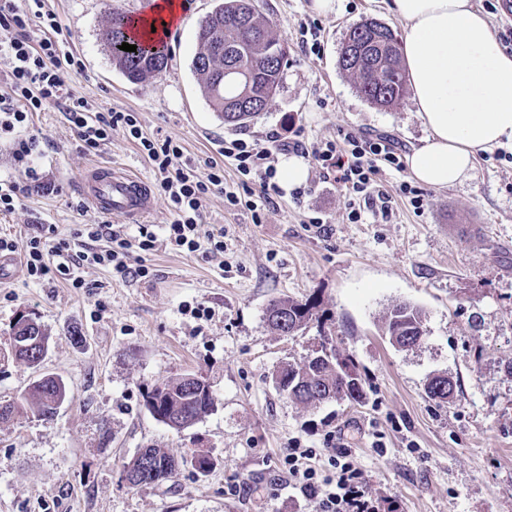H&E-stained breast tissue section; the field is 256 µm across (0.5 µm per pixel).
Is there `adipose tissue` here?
Here are the masks:
<instances>
[{"label": "adipose tissue", "instance_id": "obj_1", "mask_svg": "<svg viewBox=\"0 0 512 512\" xmlns=\"http://www.w3.org/2000/svg\"><path fill=\"white\" fill-rule=\"evenodd\" d=\"M404 24L402 52L428 130L409 171L436 189L455 186L480 154L512 146V54L474 0H389Z\"/></svg>", "mask_w": 512, "mask_h": 512}]
</instances>
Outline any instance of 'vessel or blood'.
Returning <instances> with one entry per match:
<instances>
[{"mask_svg":"<svg viewBox=\"0 0 512 512\" xmlns=\"http://www.w3.org/2000/svg\"><path fill=\"white\" fill-rule=\"evenodd\" d=\"M84 200L103 214L136 222L154 206L149 183L139 174L117 165H89L78 179Z\"/></svg>","mask_w":512,"mask_h":512,"instance_id":"1","label":"vessel or blood"}]
</instances>
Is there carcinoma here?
I'll return each mask as SVG.
<instances>
[{"label": "carcinoma", "mask_w": 512, "mask_h": 512, "mask_svg": "<svg viewBox=\"0 0 512 512\" xmlns=\"http://www.w3.org/2000/svg\"><path fill=\"white\" fill-rule=\"evenodd\" d=\"M133 26L131 16L112 14L107 43L112 66L129 81L139 82L165 71L169 57L166 51L156 49L153 40L136 34ZM124 42L136 46V51L119 49ZM287 62L285 41L273 34L255 0H223L199 23L192 65L206 97L228 127L243 128L267 110L281 86ZM339 67L353 78L359 94L374 105L391 107L407 94L400 42L392 28L375 19H366L350 31ZM264 322L280 335L290 336L319 322V317L311 302L282 298L266 306ZM424 329V311L410 303L394 305L384 319L385 336L400 349L405 340L424 334ZM320 345V350L302 362L278 367L273 373L277 387L288 389V397L305 407H315L327 397L359 402L363 383L353 359L329 344L326 336L320 337ZM66 392L62 378L45 375L20 401L0 405V421L24 413L50 419L65 402ZM426 393L435 401L448 402V378L431 379ZM215 405V396L189 390L185 374L154 384L145 395L147 410L164 424L181 415L197 422ZM187 464L203 474L213 467L214 460L207 452L179 460L159 448H141L124 464V473L134 486L161 485Z\"/></svg>", "instance_id": "cac0c4a2"}]
</instances>
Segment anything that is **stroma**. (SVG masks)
Masks as SVG:
<instances>
[{
    "label": "stroma",
    "instance_id": "35a3bbf8",
    "mask_svg": "<svg viewBox=\"0 0 512 512\" xmlns=\"http://www.w3.org/2000/svg\"><path fill=\"white\" fill-rule=\"evenodd\" d=\"M143 2L44 0L54 39L83 62L63 77L91 103L136 113L145 136L179 140L194 160L218 156L226 139L288 128L309 144L351 131L386 134L410 150L427 136L412 98L374 106L338 66L347 34L365 19L402 33L387 0H338L327 15L311 0H257L288 43V64L272 105L242 131L225 126L192 66L199 22L216 0H187L163 73L132 83L113 68L109 14L139 13ZM312 19L321 28L317 55L298 42L300 24ZM28 133L38 142L35 168L60 190L30 192L0 214L2 238L21 242L45 224L68 239L80 225L112 223L78 194L91 163L114 161L157 181L123 132L87 153L51 108L34 113ZM423 193L421 210L400 195L390 223L354 224L344 191L312 161L306 183L275 195L262 223L225 208L221 192L205 199L204 224L224 231L221 256L160 245L145 255L149 277L123 280L86 265L79 289L33 281L22 269L1 279L0 354L22 313L51 345L37 367L0 358V402L45 374L63 379L67 399L51 419L0 423V512H317L290 487L282 460L288 449L312 448V466L330 476L329 452L341 446L380 512H512V149L480 155L462 183ZM288 297L314 301L320 323L290 337L272 332L263 311ZM400 302L426 313L425 340L409 351L383 334L385 313ZM324 334L354 357L360 402L305 408L275 389L277 367L309 354ZM186 373L209 380L216 407L178 432L152 417L144 394ZM436 374L455 383L449 402L425 392ZM141 448L177 458L206 450L214 466L133 487L123 465Z\"/></svg>",
    "mask_w": 512,
    "mask_h": 512
}]
</instances>
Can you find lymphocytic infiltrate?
Wrapping results in <instances>:
<instances>
[{
    "mask_svg": "<svg viewBox=\"0 0 512 512\" xmlns=\"http://www.w3.org/2000/svg\"><path fill=\"white\" fill-rule=\"evenodd\" d=\"M0 54L11 61L7 91L0 95V135L17 136L15 158L27 163L36 148L32 139H23L33 113L55 107L63 112L81 148L98 151L114 130H122L136 141L160 176L159 190L164 195L172 219L164 238H157L148 225H140L138 238H129L119 224H86L77 232L80 250H72L69 241L49 243L44 225H36L23 242L0 237V252H20L29 278L38 281L65 280L70 287H83L75 270L84 264L109 267L120 278L149 275L145 264H132L133 251H153L157 241L179 252L194 253L207 249L218 256L224 252L223 231L205 229L201 208L213 191L224 194L228 209H246L254 223H261L265 210L273 203L279 187L274 152L278 149L309 150L321 169L333 174L336 184L349 194L348 217L362 222L365 215L389 219L392 198L374 186L381 166L395 171L404 168L406 147L386 135L344 132L334 141L306 146L297 137L274 135L266 141L250 138L226 140L220 158L196 163L184 156L180 143L173 138L144 136L135 113L116 111L91 104L69 89L63 78L67 66L80 67L73 55L62 53L58 43L34 39L28 23L20 14L16 0H0ZM232 162L239 186L228 189L224 182V164ZM308 448H292L283 459L289 478L308 496H319L320 512H377L374 499L365 490V480L353 462L349 449L334 450L328 463L336 471V481L321 489L317 471L308 460Z\"/></svg>",
    "mask_w": 512,
    "mask_h": 512,
    "instance_id": "obj_1",
    "label": "lymphocytic infiltrate"
}]
</instances>
